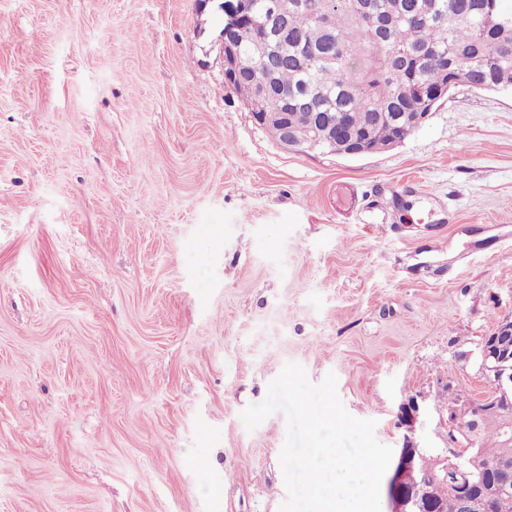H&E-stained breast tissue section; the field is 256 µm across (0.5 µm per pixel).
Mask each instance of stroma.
Here are the masks:
<instances>
[{
    "label": "stroma",
    "instance_id": "1",
    "mask_svg": "<svg viewBox=\"0 0 512 512\" xmlns=\"http://www.w3.org/2000/svg\"><path fill=\"white\" fill-rule=\"evenodd\" d=\"M216 0H0V512H279L284 364L448 446L512 319V92L401 144L283 148ZM245 0H222L219 4L224 14V28L221 34L222 49L224 53V78L226 83L240 93L238 82L246 67L245 61L238 50L236 43L229 39V34L240 32L243 22L249 15L245 12ZM234 85V86H233Z\"/></svg>",
    "mask_w": 512,
    "mask_h": 512
}]
</instances>
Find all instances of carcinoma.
Instances as JSON below:
<instances>
[{
  "instance_id": "carcinoma-1",
  "label": "carcinoma",
  "mask_w": 512,
  "mask_h": 512,
  "mask_svg": "<svg viewBox=\"0 0 512 512\" xmlns=\"http://www.w3.org/2000/svg\"><path fill=\"white\" fill-rule=\"evenodd\" d=\"M288 30L267 17L275 69L271 88L300 98L316 97L311 107H288V124L305 129L314 112H343L357 130H366L369 152L389 146L409 128L416 91L441 84L449 69L478 60L472 71L488 70L499 89H512V8L503 0H373L385 14L377 29L358 17L353 0H290ZM484 414L475 436L464 439L465 456L482 465L466 485L472 499L512 512V490H499L498 467L512 458L504 420L512 416V389L477 403Z\"/></svg>"
}]
</instances>
